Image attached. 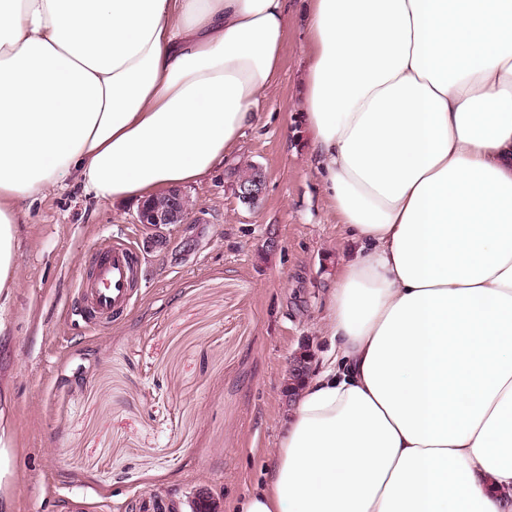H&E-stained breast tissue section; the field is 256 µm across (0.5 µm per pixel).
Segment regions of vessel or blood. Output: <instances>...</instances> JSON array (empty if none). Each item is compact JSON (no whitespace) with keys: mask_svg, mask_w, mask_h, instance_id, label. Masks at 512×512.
<instances>
[{"mask_svg":"<svg viewBox=\"0 0 512 512\" xmlns=\"http://www.w3.org/2000/svg\"><path fill=\"white\" fill-rule=\"evenodd\" d=\"M138 267V255L129 243L113 241L97 250L79 281L86 318L104 320L123 311L131 301Z\"/></svg>","mask_w":512,"mask_h":512,"instance_id":"vessel-or-blood-1","label":"vessel or blood"}]
</instances>
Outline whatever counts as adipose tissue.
<instances>
[{
    "instance_id": "obj_1",
    "label": "adipose tissue",
    "mask_w": 512,
    "mask_h": 512,
    "mask_svg": "<svg viewBox=\"0 0 512 512\" xmlns=\"http://www.w3.org/2000/svg\"><path fill=\"white\" fill-rule=\"evenodd\" d=\"M304 115L353 255L238 512H512V0H306ZM288 0H0V332L26 203L142 202L255 118Z\"/></svg>"
}]
</instances>
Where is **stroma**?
I'll return each mask as SVG.
<instances>
[{
	"label": "stroma",
	"instance_id": "obj_1",
	"mask_svg": "<svg viewBox=\"0 0 512 512\" xmlns=\"http://www.w3.org/2000/svg\"><path fill=\"white\" fill-rule=\"evenodd\" d=\"M305 17L290 0L255 124L220 170L187 185L194 221L166 228L162 247L143 251L134 202L76 187L31 204L0 335L9 512H139L142 494L192 512L201 493L229 512L263 483L290 359L326 350L323 292L351 250L308 155ZM248 164L266 177L252 208L235 195ZM109 236L140 248L138 285L123 313L92 324L77 285Z\"/></svg>",
	"mask_w": 512,
	"mask_h": 512
}]
</instances>
